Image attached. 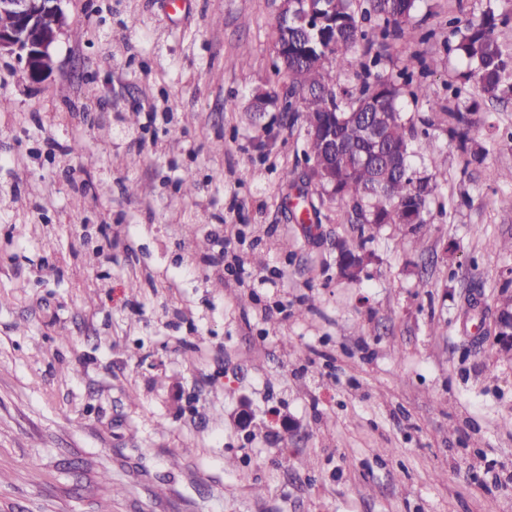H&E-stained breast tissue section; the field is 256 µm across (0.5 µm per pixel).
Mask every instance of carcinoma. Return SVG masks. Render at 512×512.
<instances>
[{
	"label": "carcinoma",
	"instance_id": "1",
	"mask_svg": "<svg viewBox=\"0 0 512 512\" xmlns=\"http://www.w3.org/2000/svg\"><path fill=\"white\" fill-rule=\"evenodd\" d=\"M416 2L288 0V11L279 13L276 46L283 50L277 54V69L288 75L290 83L274 101L305 132L302 175L319 188V204L309 203L313 217L307 223L319 219L318 205L328 200L343 212L347 223L359 225L356 245L337 241L344 247L341 263L372 256L367 243L374 224H412L419 246L429 230L423 213L432 187L428 178L417 176L412 168L415 125L400 106L402 87L378 76L352 96L336 89V79L325 66L332 59H345L367 39L361 25L366 16L373 14L384 21L382 38L386 40L402 33ZM511 20L508 14L496 13L489 2L482 20L455 28L454 43L448 45V50L472 65L468 77L477 80L482 95L490 100L512 96V55L495 36L497 24ZM477 106L474 102L465 112L450 108L439 113L467 166L486 157L485 148L470 146L471 112Z\"/></svg>",
	"mask_w": 512,
	"mask_h": 512
}]
</instances>
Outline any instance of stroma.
<instances>
[{"label":"stroma","instance_id":"1","mask_svg":"<svg viewBox=\"0 0 512 512\" xmlns=\"http://www.w3.org/2000/svg\"><path fill=\"white\" fill-rule=\"evenodd\" d=\"M484 4L418 0L373 44L376 73L429 88L406 115L477 97L446 43ZM280 8L68 0L91 37H61L41 88L0 66V204L36 224L0 223V512H512V355L462 313L495 309L512 268V98L482 101L479 164L433 123L424 246L384 225L343 278L356 227L328 203L304 234L284 178L303 132L254 109L289 84ZM30 128L84 151L34 156Z\"/></svg>","mask_w":512,"mask_h":512}]
</instances>
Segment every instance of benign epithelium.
Wrapping results in <instances>:
<instances>
[{
    "label": "benign epithelium",
    "mask_w": 512,
    "mask_h": 512,
    "mask_svg": "<svg viewBox=\"0 0 512 512\" xmlns=\"http://www.w3.org/2000/svg\"><path fill=\"white\" fill-rule=\"evenodd\" d=\"M65 2L0 0V59L21 64L32 88L41 87L51 76L55 46L70 31ZM488 332L497 347H512L511 307L498 309Z\"/></svg>",
    "instance_id": "7a95c632"
}]
</instances>
